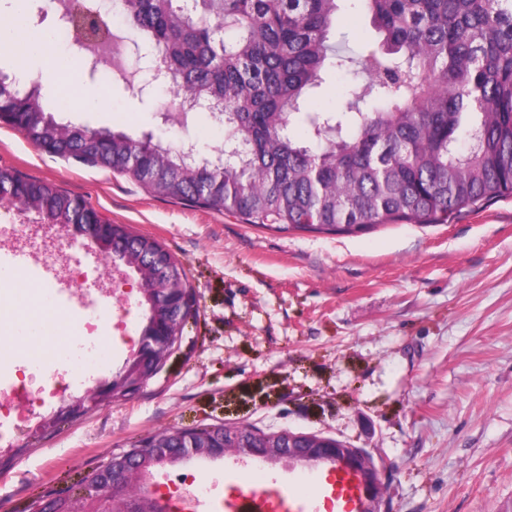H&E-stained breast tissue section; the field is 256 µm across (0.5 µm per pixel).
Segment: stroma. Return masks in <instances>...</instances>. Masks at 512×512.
I'll return each mask as SVG.
<instances>
[{"label":"stroma","instance_id":"obj_1","mask_svg":"<svg viewBox=\"0 0 512 512\" xmlns=\"http://www.w3.org/2000/svg\"><path fill=\"white\" fill-rule=\"evenodd\" d=\"M334 39L359 53L378 35L343 5ZM101 111L63 121L138 137L184 135L217 156L209 113L163 124L173 83L141 94L120 75H78ZM0 168L82 198L150 236L183 267L198 309L179 350L132 397L0 450V512L83 477L168 429L248 425L320 434L370 452L385 512H512V197L448 223L385 224L356 235L279 232L162 197L129 177L35 148L0 123ZM96 369L78 345L46 354L47 374L110 379L128 354L100 338Z\"/></svg>","mask_w":512,"mask_h":512}]
</instances>
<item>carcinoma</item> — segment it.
Segmentation results:
<instances>
[{
    "label": "carcinoma",
    "mask_w": 512,
    "mask_h": 512,
    "mask_svg": "<svg viewBox=\"0 0 512 512\" xmlns=\"http://www.w3.org/2000/svg\"><path fill=\"white\" fill-rule=\"evenodd\" d=\"M341 0H219L192 21L195 0H124L130 31L182 82L224 112V145L238 155L216 175L209 161L124 132L98 161L152 192L224 210L280 231L355 234L379 224H443L462 209L512 196V0H357L380 35L358 57L330 42ZM351 74L340 111L315 91ZM49 153L75 159L83 126L56 120L40 91L0 74V99ZM304 124L305 136L295 130ZM471 136L457 146V132ZM12 204L50 224L71 214L52 186L0 169ZM135 257L169 252L120 224Z\"/></svg>",
    "instance_id": "cac0c4a2"
}]
</instances>
